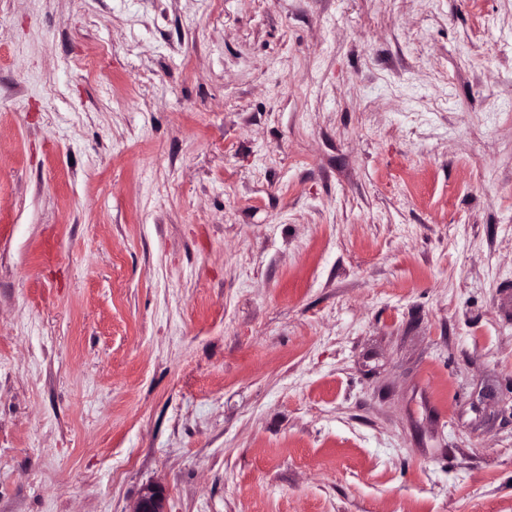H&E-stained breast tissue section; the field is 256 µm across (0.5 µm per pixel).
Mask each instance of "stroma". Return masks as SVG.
Wrapping results in <instances>:
<instances>
[{
    "mask_svg": "<svg viewBox=\"0 0 512 512\" xmlns=\"http://www.w3.org/2000/svg\"><path fill=\"white\" fill-rule=\"evenodd\" d=\"M512 512V0H0V512ZM132 512H166L165 494L159 486H146Z\"/></svg>",
    "mask_w": 512,
    "mask_h": 512,
    "instance_id": "stroma-1",
    "label": "stroma"
}]
</instances>
